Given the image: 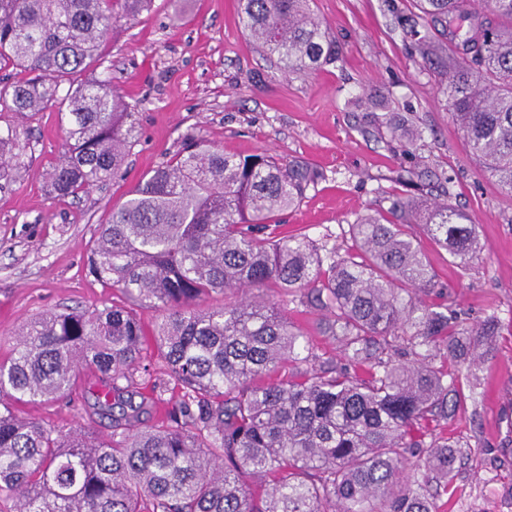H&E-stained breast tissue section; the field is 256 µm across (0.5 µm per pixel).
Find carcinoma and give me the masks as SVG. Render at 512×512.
Here are the masks:
<instances>
[{
  "label": "carcinoma",
  "instance_id": "1",
  "mask_svg": "<svg viewBox=\"0 0 512 512\" xmlns=\"http://www.w3.org/2000/svg\"><path fill=\"white\" fill-rule=\"evenodd\" d=\"M312 0H239L248 36L285 72L333 65L340 47ZM153 0H0V61L26 76L0 86L19 115L56 106L69 148L46 174L55 198L107 182L138 138L135 113L112 90L104 44L112 28ZM411 35L432 22L448 33L452 121L471 156L512 194V0H420ZM103 69L91 80L80 76ZM18 125L0 128V180L22 167ZM320 172L268 152L226 154L188 134L99 228L87 274L119 300L93 310H48L17 335L0 362V504L9 512H439L455 476L457 444L436 431L457 405L455 376L473 374L474 348L496 323L469 326L422 254L417 224L459 264L480 245L463 208L437 196L396 197L385 213L351 224L354 246L281 235L278 216L299 207ZM261 296L199 310L213 294ZM433 297L426 302L425 298ZM330 318L343 362L320 363L282 308ZM162 311L152 336L178 390L169 425L141 428L168 382L153 380L138 310ZM454 376H448V361ZM292 371L273 379L284 364ZM98 371L96 414L112 421L99 441L19 417L15 405L70 390ZM156 396L138 404L136 378ZM119 412H114V409Z\"/></svg>",
  "mask_w": 512,
  "mask_h": 512
}]
</instances>
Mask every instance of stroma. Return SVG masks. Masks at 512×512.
<instances>
[{
  "label": "stroma",
  "mask_w": 512,
  "mask_h": 512,
  "mask_svg": "<svg viewBox=\"0 0 512 512\" xmlns=\"http://www.w3.org/2000/svg\"><path fill=\"white\" fill-rule=\"evenodd\" d=\"M312 8L343 55L308 75L266 60L243 29L238 0H182L177 8L154 0L149 13L120 23L104 53L113 88L136 114L138 140L114 179L77 199L53 200L45 190L44 173L67 148L60 112L0 111L1 127L29 131L23 168L0 187V360L21 326L43 312L111 304V289L84 269L99 226L185 134L227 153L265 151L319 170L317 186L282 222L288 233L342 253L366 207L385 210L399 196L448 197L472 216L481 250L462 266L424 236L425 259L464 322L492 316L497 329L488 359L460 382L445 427L467 460L441 512H512V196L471 158L442 101L445 78L423 58L422 42L447 46L441 26L426 24L415 41L398 24L417 14L416 0H314ZM364 94L378 102L370 120L349 105ZM398 122L422 131L413 148L392 138L389 126ZM101 381L81 369L65 397L16 411L65 434L88 425L108 437L111 420L93 409Z\"/></svg>",
  "instance_id": "35a3bbf8"
}]
</instances>
